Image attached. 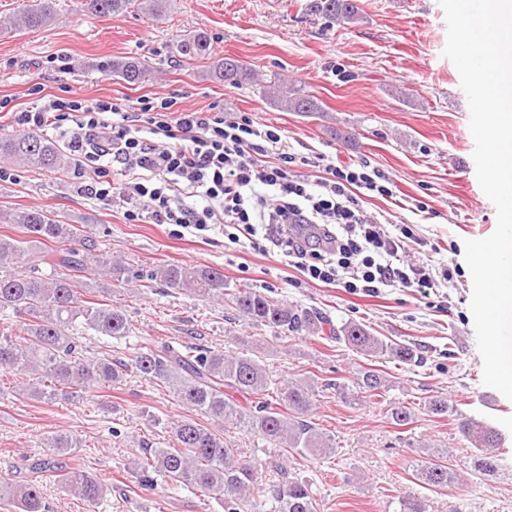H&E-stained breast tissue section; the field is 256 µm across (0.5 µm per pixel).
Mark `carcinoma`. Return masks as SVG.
Listing matches in <instances>:
<instances>
[{"label": "carcinoma", "instance_id": "obj_1", "mask_svg": "<svg viewBox=\"0 0 512 512\" xmlns=\"http://www.w3.org/2000/svg\"><path fill=\"white\" fill-rule=\"evenodd\" d=\"M138 4L145 13L160 17L165 0H81L83 11L98 17L118 16ZM56 0H35L12 21L15 30L46 25L55 13ZM305 9L329 23L356 24L362 20L357 0H308ZM175 52L188 61L211 55L210 40L196 34L179 40ZM109 71L128 83H138L147 69L136 58H118ZM210 76L232 85L251 82L254 73L241 61L226 57ZM273 106L285 112H319L317 101L302 88L280 85L271 95ZM0 158L33 169L68 166L66 155L49 139L32 133L0 136ZM0 223L16 234H0V312L10 310L23 319V335L0 333V366L32 383L20 393L43 403L73 400L86 390L119 382L134 368L146 378L173 390L180 402L201 414L234 425L265 440L274 452L254 463L237 458V449L224 438L193 420L173 428L166 448H149L134 463V474L145 485L160 479L166 485L192 487L224 503V512H320L312 483L300 479L288 463L326 459L336 454V441L308 421L316 386L309 378L278 381L259 357L216 351L195 342L174 347L163 344L140 350L131 363L81 354L77 325L115 338L129 334L122 307L111 296L130 282H158L184 295L224 299L236 314L264 325L278 339L302 333L316 335L329 327L338 342L367 356H383L404 365L418 366L423 357L407 344L387 342L363 324L347 321L330 325L322 314L274 300L248 286L224 293V272L207 266L159 265L149 270L112 263V256L96 254L73 244L83 239L77 224H61L37 210L0 211ZM355 390L336 384V392L351 404L363 398L383 397L386 379L368 368L357 374ZM427 410L434 416L456 413L445 398H433ZM461 435L472 445L474 470L492 476L502 468L496 430L472 419L458 422ZM47 453L34 459V472L56 474L61 487L95 509L110 489L95 475L71 467L80 441L57 433L45 439ZM448 451L430 448L413 465L414 477L432 492L458 484V474L446 463ZM272 469L279 480L258 481L256 467ZM17 512H49L35 481L0 482V502ZM397 512H428V497L403 499Z\"/></svg>", "mask_w": 512, "mask_h": 512}]
</instances>
